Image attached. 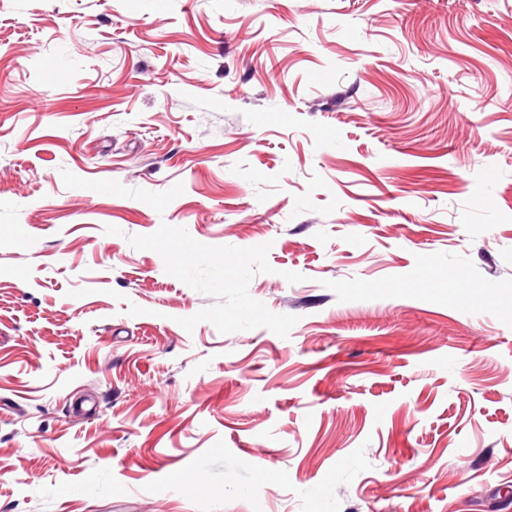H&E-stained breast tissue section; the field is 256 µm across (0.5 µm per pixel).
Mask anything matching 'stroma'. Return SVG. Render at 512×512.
<instances>
[{
	"instance_id": "1",
	"label": "stroma",
	"mask_w": 512,
	"mask_h": 512,
	"mask_svg": "<svg viewBox=\"0 0 512 512\" xmlns=\"http://www.w3.org/2000/svg\"><path fill=\"white\" fill-rule=\"evenodd\" d=\"M0 512H512V0H0Z\"/></svg>"
}]
</instances>
